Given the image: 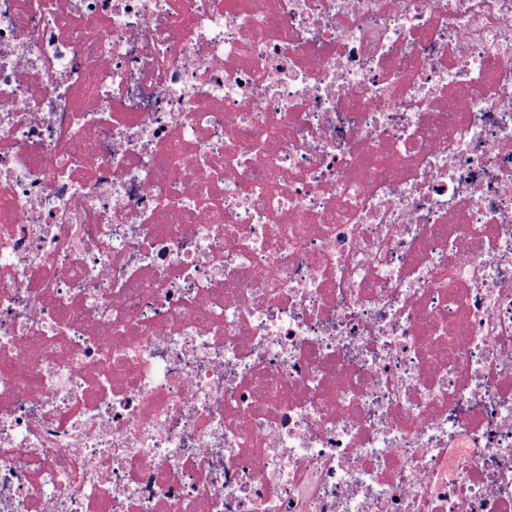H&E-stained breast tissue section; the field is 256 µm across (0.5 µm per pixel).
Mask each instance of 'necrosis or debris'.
I'll use <instances>...</instances> for the list:
<instances>
[{
	"instance_id": "4bbe7bcc",
	"label": "necrosis or debris",
	"mask_w": 512,
	"mask_h": 512,
	"mask_svg": "<svg viewBox=\"0 0 512 512\" xmlns=\"http://www.w3.org/2000/svg\"><path fill=\"white\" fill-rule=\"evenodd\" d=\"M0 0V512H512V0Z\"/></svg>"
}]
</instances>
